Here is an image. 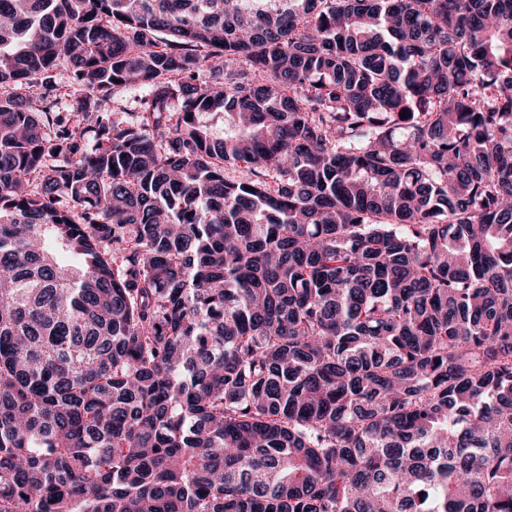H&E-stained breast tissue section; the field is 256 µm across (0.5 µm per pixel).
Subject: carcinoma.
I'll use <instances>...</instances> for the list:
<instances>
[{
  "label": "carcinoma",
  "mask_w": 512,
  "mask_h": 512,
  "mask_svg": "<svg viewBox=\"0 0 512 512\" xmlns=\"http://www.w3.org/2000/svg\"><path fill=\"white\" fill-rule=\"evenodd\" d=\"M0 512H512V0H0Z\"/></svg>",
  "instance_id": "carcinoma-1"
}]
</instances>
